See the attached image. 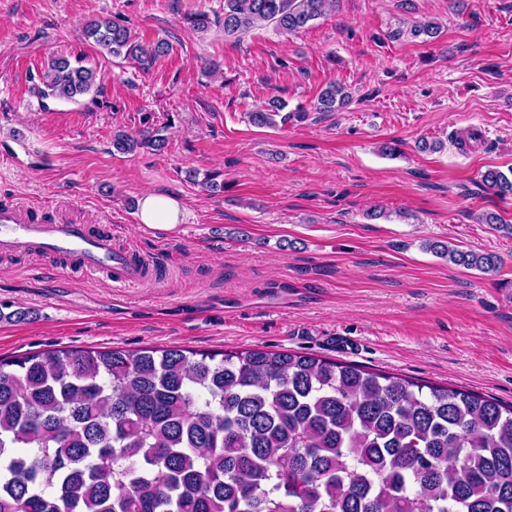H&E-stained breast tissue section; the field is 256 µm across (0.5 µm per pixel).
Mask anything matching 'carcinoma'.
Instances as JSON below:
<instances>
[{
    "label": "carcinoma",
    "mask_w": 512,
    "mask_h": 512,
    "mask_svg": "<svg viewBox=\"0 0 512 512\" xmlns=\"http://www.w3.org/2000/svg\"><path fill=\"white\" fill-rule=\"evenodd\" d=\"M330 0H224V36L321 17ZM99 53L151 67L170 52L109 19L84 27ZM84 56L58 54L33 87L41 107L96 82ZM350 95L331 82L316 110ZM276 99L251 112L276 125ZM161 129L118 131L112 148L162 152ZM480 186L505 199L512 177ZM482 224L512 237L495 212ZM483 273L500 258L433 242ZM0 512H512V404L359 365L249 348L202 352L39 351L0 358Z\"/></svg>",
    "instance_id": "obj_1"
}]
</instances>
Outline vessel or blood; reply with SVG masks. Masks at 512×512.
Wrapping results in <instances>:
<instances>
[{
	"instance_id": "1",
	"label": "vessel or blood",
	"mask_w": 512,
	"mask_h": 512,
	"mask_svg": "<svg viewBox=\"0 0 512 512\" xmlns=\"http://www.w3.org/2000/svg\"><path fill=\"white\" fill-rule=\"evenodd\" d=\"M35 250L53 259L107 274L114 286L154 281L153 267L143 257L113 249L110 239L92 234L85 225L50 222L30 215L28 208L0 207V251Z\"/></svg>"
}]
</instances>
